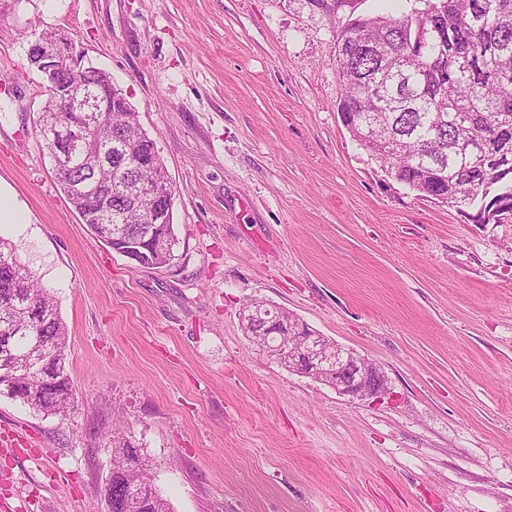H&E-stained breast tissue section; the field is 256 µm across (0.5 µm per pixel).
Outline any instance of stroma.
<instances>
[{"label": "stroma", "mask_w": 512, "mask_h": 512, "mask_svg": "<svg viewBox=\"0 0 512 512\" xmlns=\"http://www.w3.org/2000/svg\"><path fill=\"white\" fill-rule=\"evenodd\" d=\"M415 0H0V238L53 295L76 411L0 395V512H107L128 426L172 512H512V224L425 200L349 135L336 38ZM68 38L136 109L178 258L136 266L63 194L28 50ZM258 299L379 364L351 401L272 362Z\"/></svg>", "instance_id": "35a3bbf8"}]
</instances>
